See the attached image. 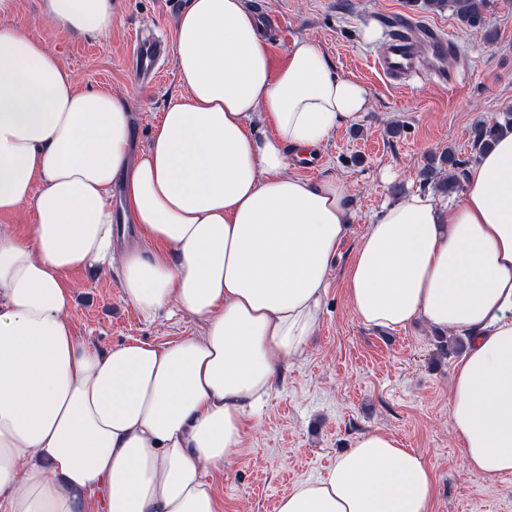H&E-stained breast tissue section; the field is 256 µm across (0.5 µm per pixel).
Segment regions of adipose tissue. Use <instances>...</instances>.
Segmentation results:
<instances>
[{
    "label": "adipose tissue",
    "mask_w": 512,
    "mask_h": 512,
    "mask_svg": "<svg viewBox=\"0 0 512 512\" xmlns=\"http://www.w3.org/2000/svg\"><path fill=\"white\" fill-rule=\"evenodd\" d=\"M40 11L73 36L112 29V0ZM173 54L183 92L136 152L123 96L80 87L0 22V214H35L24 234L0 226V512H220L209 474L242 453L280 366L320 324L348 194L293 169L368 111L369 92L307 38L273 65L249 0H189ZM116 263L145 319L185 315L200 333L110 349L76 336L75 275ZM345 288L367 326L470 337L452 427L468 471L512 474V132L448 206L420 192L384 206ZM434 496L421 455L372 430L277 512H431Z\"/></svg>",
    "instance_id": "1"
}]
</instances>
